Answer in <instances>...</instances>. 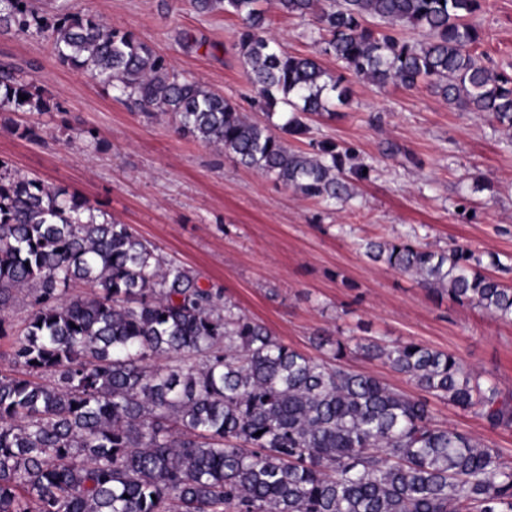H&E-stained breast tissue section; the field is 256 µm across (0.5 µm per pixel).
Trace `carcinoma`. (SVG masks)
Here are the masks:
<instances>
[{
    "instance_id": "cac0c4a2",
    "label": "carcinoma",
    "mask_w": 512,
    "mask_h": 512,
    "mask_svg": "<svg viewBox=\"0 0 512 512\" xmlns=\"http://www.w3.org/2000/svg\"><path fill=\"white\" fill-rule=\"evenodd\" d=\"M484 0H278L311 15L317 54L268 35L261 0H193L241 21L235 48L265 110L289 111L274 134L196 82L130 31L67 9L41 15L0 0V29L48 38L57 60L89 72L142 112L327 204L370 178L351 147H288L342 102V78L320 57L383 86L423 83L448 105L487 112L512 130V75L473 51ZM420 29L425 42L401 36ZM335 96H330V93ZM48 112L50 100L0 66V104ZM90 204L0 163V512H512V464L474 436L435 422L430 399L477 407L512 427V398L456 356L416 341L317 336L314 360L224 302V288L166 261L129 224L83 214ZM367 255L512 321V287L481 272L464 246L369 242ZM82 283L84 295L70 294ZM28 290L31 312L8 334L3 314ZM379 360L414 386L399 391L348 368Z\"/></svg>"
}]
</instances>
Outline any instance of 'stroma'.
I'll list each match as a JSON object with an SVG mask.
<instances>
[{"mask_svg": "<svg viewBox=\"0 0 512 512\" xmlns=\"http://www.w3.org/2000/svg\"><path fill=\"white\" fill-rule=\"evenodd\" d=\"M39 12L90 13L129 30L182 77L257 113L256 95L233 43L241 26L192 0H33ZM268 32L291 54L316 50L310 18L268 6ZM475 50L512 74V0H485ZM0 63L51 98L48 112L0 107V161L86 198L105 217L132 225L168 260L220 284L239 310L289 347L319 359L315 337L370 335L416 340L459 358L512 396V321L460 305L369 259L370 241H405L435 251L462 245L483 263L512 264V149L484 112H463L426 88L348 78V98L316 118L309 139L352 147L372 167L352 197L325 206L223 150L179 134L166 117L130 111L111 87L60 64L48 40L0 32ZM35 129L29 140L16 125ZM394 155H386L387 147ZM437 422L502 450L512 463V428L490 429L473 411L433 402Z\"/></svg>", "mask_w": 512, "mask_h": 512, "instance_id": "1", "label": "stroma"}]
</instances>
